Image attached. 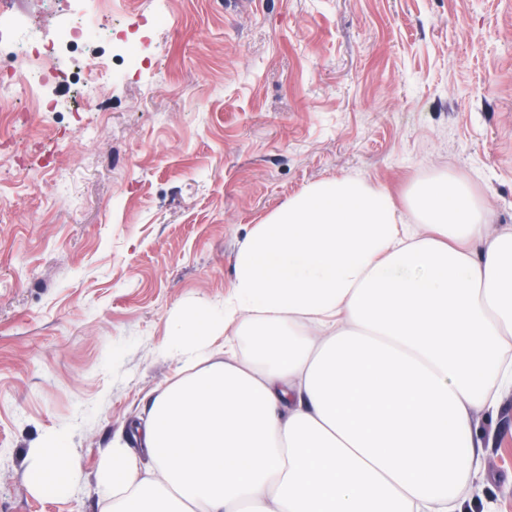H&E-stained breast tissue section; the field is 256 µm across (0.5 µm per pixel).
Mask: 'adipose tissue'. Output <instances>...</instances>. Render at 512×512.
<instances>
[{
  "label": "adipose tissue",
  "instance_id": "1",
  "mask_svg": "<svg viewBox=\"0 0 512 512\" xmlns=\"http://www.w3.org/2000/svg\"><path fill=\"white\" fill-rule=\"evenodd\" d=\"M490 222L449 173L272 211L223 308L174 322L184 372L100 454V512H483L475 418L512 392V225ZM29 458L36 495L77 474L63 434Z\"/></svg>",
  "mask_w": 512,
  "mask_h": 512
}]
</instances>
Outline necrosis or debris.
Here are the masks:
<instances>
[{"mask_svg": "<svg viewBox=\"0 0 512 512\" xmlns=\"http://www.w3.org/2000/svg\"><path fill=\"white\" fill-rule=\"evenodd\" d=\"M56 20L53 33L28 25L20 19L0 17V44L12 47L11 62L0 71V136L9 135L22 117L31 112L52 109L44 89L47 83H65L80 97L93 99L104 81L114 78L112 69V25L108 19L120 11L127 0H96L103 23L89 25L75 18V0H45ZM87 57L78 71L66 73L59 68L63 52Z\"/></svg>", "mask_w": 512, "mask_h": 512, "instance_id": "obj_1", "label": "necrosis or debris"}]
</instances>
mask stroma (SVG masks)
Wrapping results in <instances>:
<instances>
[{"mask_svg": "<svg viewBox=\"0 0 512 512\" xmlns=\"http://www.w3.org/2000/svg\"><path fill=\"white\" fill-rule=\"evenodd\" d=\"M130 11L148 63L0 139V512H98L100 449L177 376L173 318L222 309L241 244L309 185L357 175L398 196L447 171L512 225V0ZM479 428L483 496L512 512V394ZM52 432L81 473L43 499L28 453Z\"/></svg>", "mask_w": 512, "mask_h": 512, "instance_id": "35a3bbf8", "label": "stroma"}]
</instances>
